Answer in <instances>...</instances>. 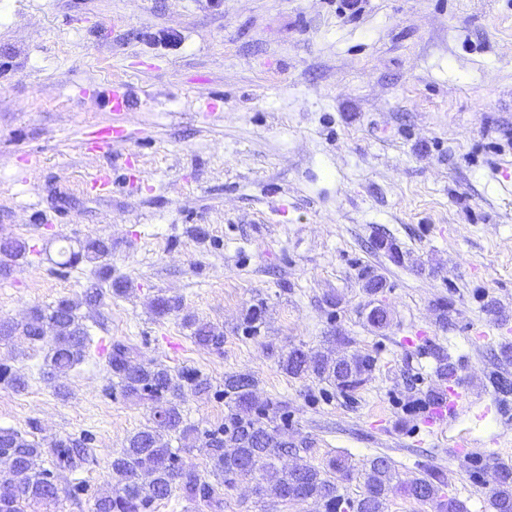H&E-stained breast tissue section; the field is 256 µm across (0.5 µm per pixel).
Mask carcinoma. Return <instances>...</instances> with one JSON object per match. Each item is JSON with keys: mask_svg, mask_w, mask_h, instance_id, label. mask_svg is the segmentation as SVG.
Instances as JSON below:
<instances>
[{"mask_svg": "<svg viewBox=\"0 0 512 512\" xmlns=\"http://www.w3.org/2000/svg\"><path fill=\"white\" fill-rule=\"evenodd\" d=\"M26 242L0 240V255L16 261L25 257ZM112 253V244L102 239H87L78 249L69 250L61 267H73L83 261L99 263L96 277L79 300L61 298L44 307H34L20 321L0 320V344L22 336L36 344L52 329L51 344L45 356L44 376L54 380L80 364L86 356L91 337L77 310L81 305H97L103 297L102 283L112 293H127V283L112 279V268L102 263ZM181 300L159 295L152 309L159 316L177 312ZM264 303L251 306L244 317L245 330L256 332L265 318ZM193 329V341L203 347L220 348L224 331L194 318L184 319ZM136 348L112 344L107 362L115 387L125 399L146 401L151 405L152 425L126 440L121 453L112 460V489L95 497L94 512H149L158 500L169 498L176 489L190 501H202L211 512H223L224 488L243 479L254 481L253 494L260 502H299L311 500L323 512H386L390 494L401 489L423 503L436 505L438 512H467L466 505L440 491L446 477L440 471L402 481L395 462L388 456H375L362 465L364 492L355 498L341 493L342 483L353 478L355 468L348 459L335 456L323 466L297 459L291 466L277 469L276 462L293 454L296 447L281 438L277 420H286V403L261 402L256 396V381L248 373L224 376L227 413L224 423L202 431L184 417L181 402L186 392L201 397L211 390L208 378L196 370L172 372L157 363H137ZM280 369L290 377H312L341 391L360 387L374 371L376 360L369 355L334 357L328 353L293 346L278 356ZM181 447H172V441ZM202 442L209 470L202 475L183 465L180 452L190 451ZM83 440L59 441L43 448L13 428L0 427V483L13 488L7 499H0V512H26L32 504L58 501L53 470L76 469L88 461ZM50 463L47 468L44 463ZM490 512H512V467L495 466V481L488 494Z\"/></svg>", "mask_w": 512, "mask_h": 512, "instance_id": "carcinoma-1", "label": "carcinoma"}]
</instances>
